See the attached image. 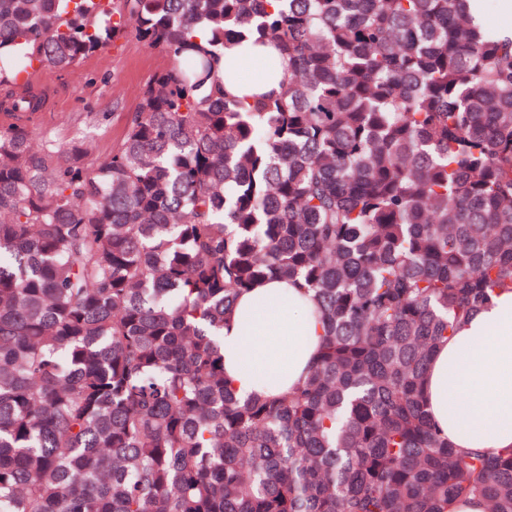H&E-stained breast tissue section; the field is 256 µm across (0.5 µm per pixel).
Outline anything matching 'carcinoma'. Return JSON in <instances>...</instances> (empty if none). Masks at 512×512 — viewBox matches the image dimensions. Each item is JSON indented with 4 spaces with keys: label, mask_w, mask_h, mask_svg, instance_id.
<instances>
[{
    "label": "carcinoma",
    "mask_w": 512,
    "mask_h": 512,
    "mask_svg": "<svg viewBox=\"0 0 512 512\" xmlns=\"http://www.w3.org/2000/svg\"><path fill=\"white\" fill-rule=\"evenodd\" d=\"M168 57L109 156L16 94L120 38ZM271 44L277 90L224 86ZM0 512H512V450L455 448L431 358L512 290V31L473 0H0ZM321 323L240 397L224 324L266 279Z\"/></svg>",
    "instance_id": "carcinoma-1"
}]
</instances>
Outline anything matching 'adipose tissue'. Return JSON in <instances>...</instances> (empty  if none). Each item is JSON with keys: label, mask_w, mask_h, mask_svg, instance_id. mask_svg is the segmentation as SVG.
<instances>
[{"label": "adipose tissue", "mask_w": 512, "mask_h": 512, "mask_svg": "<svg viewBox=\"0 0 512 512\" xmlns=\"http://www.w3.org/2000/svg\"><path fill=\"white\" fill-rule=\"evenodd\" d=\"M319 317L296 285L273 279L243 294L224 327V371L243 395L278 396L306 376ZM432 421L456 447L512 448V292L481 306L437 349L428 368Z\"/></svg>", "instance_id": "obj_1"}]
</instances>
